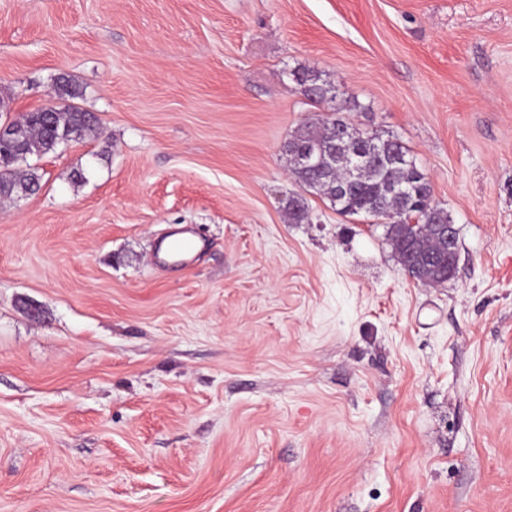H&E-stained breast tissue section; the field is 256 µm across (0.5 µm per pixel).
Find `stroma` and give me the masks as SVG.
<instances>
[{"instance_id":"1","label":"stroma","mask_w":512,"mask_h":512,"mask_svg":"<svg viewBox=\"0 0 512 512\" xmlns=\"http://www.w3.org/2000/svg\"><path fill=\"white\" fill-rule=\"evenodd\" d=\"M301 66L427 174L442 286L291 177ZM61 74L100 134L0 201V512H512V0H0V124ZM195 240L188 232L179 230L164 238L156 249L157 256L171 263H185L195 250Z\"/></svg>"}]
</instances>
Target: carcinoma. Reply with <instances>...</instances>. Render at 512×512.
<instances>
[{"label": "carcinoma", "mask_w": 512, "mask_h": 512, "mask_svg": "<svg viewBox=\"0 0 512 512\" xmlns=\"http://www.w3.org/2000/svg\"><path fill=\"white\" fill-rule=\"evenodd\" d=\"M293 82L307 88L308 101L315 106H324L336 101L334 88L321 79V75L309 68H295L289 72ZM56 95L60 98L80 97V89L66 76L61 75L55 83ZM343 108H335L329 116H324L314 125L299 127L289 138L283 151H288L291 143L322 142L332 152L331 160L313 169L299 167L288 162L295 182L303 189L327 199L336 212L344 215L364 214L374 216L379 207L395 214L399 222L386 230L385 238L392 248L398 262L405 271L418 281L427 285L444 283L447 263L444 254L439 251L436 240L424 234L425 224H451L453 220L448 211L438 205L430 207L424 213L411 206L403 197L385 194L386 187L393 182L418 184V179L405 164H397L394 157L401 153L409 155L408 150L394 136L383 135L374 130L355 128L356 134L344 141H335L333 129L336 122H344L340 115ZM16 142L13 149L23 158L42 157L56 151L66 141L81 138H94L98 134L96 116L76 106L42 107L33 112H25L14 120ZM376 143L385 155L381 164H370L353 186L350 194L342 197L337 189L350 180L349 159L355 149L364 141ZM41 175L35 167L24 170L15 163H0V198H11L20 194H31L40 187ZM288 217L295 224L309 219L308 206L304 200L292 196L288 199ZM418 218L411 225L409 219Z\"/></svg>", "instance_id": "carcinoma-1"}]
</instances>
